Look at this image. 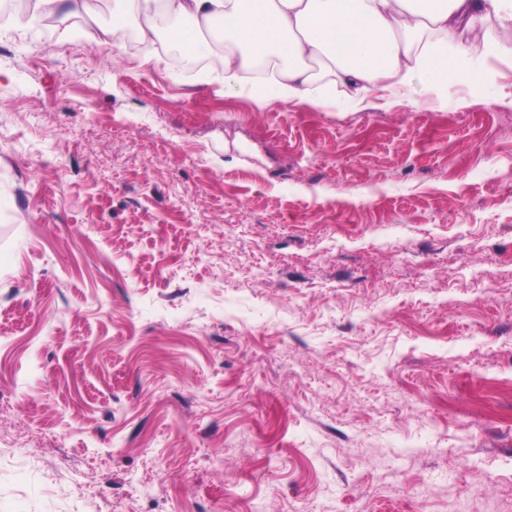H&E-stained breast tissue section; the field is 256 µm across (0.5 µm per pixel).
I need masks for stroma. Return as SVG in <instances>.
I'll return each instance as SVG.
<instances>
[{"label": "stroma", "instance_id": "stroma-1", "mask_svg": "<svg viewBox=\"0 0 512 512\" xmlns=\"http://www.w3.org/2000/svg\"><path fill=\"white\" fill-rule=\"evenodd\" d=\"M118 21L0 22V512H512V71L260 106Z\"/></svg>", "mask_w": 512, "mask_h": 512}]
</instances>
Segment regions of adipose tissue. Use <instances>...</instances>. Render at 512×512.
Masks as SVG:
<instances>
[{
  "label": "adipose tissue",
  "mask_w": 512,
  "mask_h": 512,
  "mask_svg": "<svg viewBox=\"0 0 512 512\" xmlns=\"http://www.w3.org/2000/svg\"><path fill=\"white\" fill-rule=\"evenodd\" d=\"M139 37L161 31L185 53L223 46L228 96L258 104L325 106L335 93L365 109L386 90L409 100L415 83L490 82L477 55L512 58V45L464 43L485 21L512 27V0H121Z\"/></svg>",
  "instance_id": "adipose-tissue-1"
}]
</instances>
